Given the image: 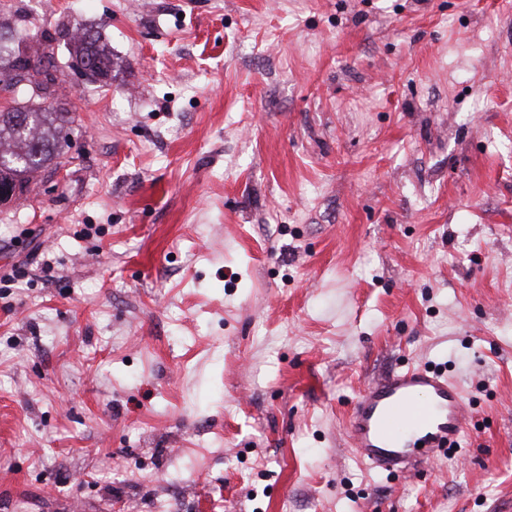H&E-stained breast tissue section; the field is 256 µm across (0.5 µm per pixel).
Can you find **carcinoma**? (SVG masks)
<instances>
[{
	"mask_svg": "<svg viewBox=\"0 0 512 512\" xmlns=\"http://www.w3.org/2000/svg\"><path fill=\"white\" fill-rule=\"evenodd\" d=\"M77 54L99 59L105 69H110L111 59L97 46L92 36L75 37ZM30 58L18 55L12 72L0 76V83L17 84L19 73L25 70ZM65 116L61 112H38L17 107L10 112H0V188L23 190L31 174L46 167L62 149L60 132Z\"/></svg>",
	"mask_w": 512,
	"mask_h": 512,
	"instance_id": "cac0c4a2",
	"label": "carcinoma"
}]
</instances>
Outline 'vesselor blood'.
Returning a JSON list of instances; mask_svg holds the SVG:
<instances>
[{
  "instance_id": "1",
  "label": "vessel or blood",
  "mask_w": 512,
  "mask_h": 512,
  "mask_svg": "<svg viewBox=\"0 0 512 512\" xmlns=\"http://www.w3.org/2000/svg\"><path fill=\"white\" fill-rule=\"evenodd\" d=\"M467 412L456 383L415 366L367 385L352 404L347 433L361 461L402 472L414 457L457 444Z\"/></svg>"
}]
</instances>
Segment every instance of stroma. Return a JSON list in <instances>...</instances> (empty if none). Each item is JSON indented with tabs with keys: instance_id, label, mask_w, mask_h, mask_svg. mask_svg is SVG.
<instances>
[{
	"instance_id": "35a3bbf8",
	"label": "stroma",
	"mask_w": 512,
	"mask_h": 512,
	"mask_svg": "<svg viewBox=\"0 0 512 512\" xmlns=\"http://www.w3.org/2000/svg\"><path fill=\"white\" fill-rule=\"evenodd\" d=\"M117 66L76 65L71 34ZM60 155L0 208V512H512V0H0ZM470 410L400 476L355 395ZM467 412L460 387L447 376L409 367L365 387L353 401L347 433L361 461L403 472L414 457L457 444Z\"/></svg>"
}]
</instances>
